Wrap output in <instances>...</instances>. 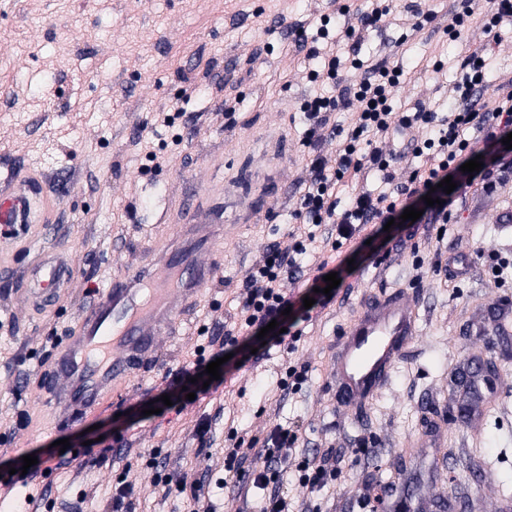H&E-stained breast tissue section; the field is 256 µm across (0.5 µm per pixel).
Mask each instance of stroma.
I'll return each mask as SVG.
<instances>
[{"label":"stroma","mask_w":512,"mask_h":512,"mask_svg":"<svg viewBox=\"0 0 512 512\" xmlns=\"http://www.w3.org/2000/svg\"><path fill=\"white\" fill-rule=\"evenodd\" d=\"M332 11L330 0H0V191L11 177L42 176L55 203L47 223L0 239V470L13 444L28 438L38 460L59 456L68 439L67 472L45 483L61 495L24 504L15 487L0 512H112L119 476L135 486L136 512H188L186 494L165 493L150 467L158 459L185 486L210 479L212 512H259L263 492L234 493L224 472L231 433L255 465L269 431L300 425L308 448L342 458L324 489L293 486L292 512H370L378 485L402 474L404 491L392 512H498L512 498V389L493 415L492 388L452 391L448 380L486 358L512 375V339L483 335L487 299L512 305V274L496 283L476 247L512 257V223L488 224L503 197L448 225L443 242L419 227L415 254L362 262L346 298L310 323L293 353L272 351L237 372L226 387L200 396L182 414H147L169 369L203 341V329L223 332L245 272L268 244L292 245L288 196L307 157L301 105L313 86L289 82L297 64L284 48L288 30L310 10ZM464 54L462 41L437 29L412 38L403 57L412 67L435 49ZM235 101L225 111L224 101ZM175 115L164 124V115ZM276 170L278 185L260 209L247 198L224 204L225 183L248 171ZM223 213L224 245L209 255L183 234L187 201ZM69 256L73 271L54 305L31 310L14 277L38 252ZM171 251L176 258L215 261L213 280L194 300L175 335L161 336L150 368L131 377L128 398L105 399L97 415L63 425L52 409L43 374L90 305L88 289ZM470 257L466 275L449 266L455 288H444L433 266ZM414 293L417 336L386 385L364 405L337 401L331 380L336 343L362 305L379 293ZM303 366L301 391L280 399L271 391L288 366ZM211 419L207 437L197 428ZM130 442L114 450L116 435ZM364 455H357V448Z\"/></svg>","instance_id":"obj_1"}]
</instances>
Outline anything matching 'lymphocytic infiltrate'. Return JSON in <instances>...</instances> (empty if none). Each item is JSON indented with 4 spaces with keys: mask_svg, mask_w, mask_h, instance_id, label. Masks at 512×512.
Here are the masks:
<instances>
[{
    "mask_svg": "<svg viewBox=\"0 0 512 512\" xmlns=\"http://www.w3.org/2000/svg\"><path fill=\"white\" fill-rule=\"evenodd\" d=\"M483 9V24L470 25V0H459L447 33L465 37L477 45V52L462 58L451 80L442 78L444 64L435 61L432 70L438 79L431 94L414 98L400 112L394 111L390 96L403 81V70L387 56L363 61L360 49L371 30L390 25L400 28L404 37L417 36L436 20V11L419 5L402 14L393 0H375L367 12L343 6L334 14L320 15V38H329L332 25L340 26L347 42L343 57L321 55L303 33L291 39L294 52L324 60L321 69L306 70L305 78L336 88L334 95L314 96L301 107L308 143L328 144L332 150L309 159L296 180L301 193L291 212V250L269 244L262 261L245 275L234 330L206 337L177 369V384L168 390L173 410L187 408V393L201 392L208 379V363L223 357L239 336L257 334L272 321L278 324L269 329L266 345L245 354L251 364L274 347L294 351L306 325L331 302L324 293L325 275L333 272L344 281L351 276L340 256L344 246L361 252L366 240L377 238V225L399 219L409 207L421 210V223H457L476 193L503 186L512 172V149L502 143L512 133V73L494 81L487 73L497 57L512 51V41H505L498 30L502 22L512 20V0H486ZM330 112L345 113V123L329 124ZM472 130L481 133V140L469 138ZM477 157L482 169L463 172V164ZM448 177L456 187L447 194L438 184ZM429 193L437 205H426ZM321 225L326 231L319 237L314 229ZM308 296L315 299L309 308L303 305ZM301 439L300 429L273 428L259 470L239 446L225 449L226 471L249 475L253 485L264 489L262 512H289L285 484L294 481L316 490L335 478L330 454L317 451L302 455L295 470H287L288 456Z\"/></svg>",
    "mask_w": 512,
    "mask_h": 512,
    "instance_id": "1",
    "label": "lymphocytic infiltrate"
}]
</instances>
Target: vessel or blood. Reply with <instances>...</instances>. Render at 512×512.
<instances>
[{
	"mask_svg": "<svg viewBox=\"0 0 512 512\" xmlns=\"http://www.w3.org/2000/svg\"><path fill=\"white\" fill-rule=\"evenodd\" d=\"M35 206L44 213L50 209L42 181L20 179L18 186L0 192V224L28 223ZM65 272V262L38 253L20 282L21 291L32 306H42ZM212 277L211 268L195 265L180 274L150 266L113 279L68 337L46 377L53 405L71 417L96 409L103 394L124 396L132 372L143 368L156 350L158 329H175L187 304ZM416 319V306L403 293L379 297L358 312L343 333L331 371L345 405L368 402L379 393L412 345Z\"/></svg>",
	"mask_w": 512,
	"mask_h": 512,
	"instance_id": "obj_1",
	"label": "vessel or blood"
}]
</instances>
